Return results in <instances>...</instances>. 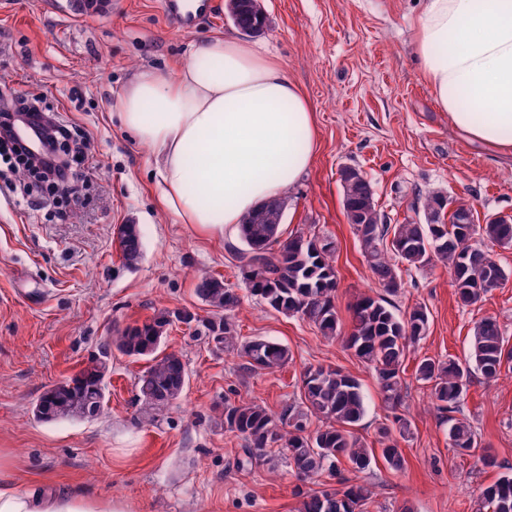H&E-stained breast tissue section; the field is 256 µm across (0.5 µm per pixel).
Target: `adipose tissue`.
I'll use <instances>...</instances> for the list:
<instances>
[{"mask_svg":"<svg viewBox=\"0 0 512 512\" xmlns=\"http://www.w3.org/2000/svg\"><path fill=\"white\" fill-rule=\"evenodd\" d=\"M420 73L468 140L512 153V0H424L414 31ZM123 126L157 163L163 208L216 234L277 198L313 164L311 102L257 43L216 36L175 75L138 70L118 96ZM0 512H131L59 477L20 486L0 450Z\"/></svg>","mask_w":512,"mask_h":512,"instance_id":"adipose-tissue-1","label":"adipose tissue"}]
</instances>
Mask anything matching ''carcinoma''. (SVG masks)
<instances>
[{
    "instance_id": "obj_1",
    "label": "carcinoma",
    "mask_w": 512,
    "mask_h": 512,
    "mask_svg": "<svg viewBox=\"0 0 512 512\" xmlns=\"http://www.w3.org/2000/svg\"><path fill=\"white\" fill-rule=\"evenodd\" d=\"M225 8L235 26L261 32L267 18L259 0H226ZM343 208L347 222L358 238L363 255L376 283L389 295L402 288L397 263L424 267L436 256L448 263L460 302L476 303L490 289L500 285L506 274L484 241L512 246V222L492 218L474 222L471 207L458 204L446 212L448 199L427 194L423 199L425 223L390 225L377 210L371 182L355 167L341 170ZM284 202L276 198L248 213L239 225L238 236L245 246L239 251L241 274L250 295L285 316H297L319 330L322 336L342 335L341 321L333 302L338 288L333 265L335 242L327 237L296 235L280 238ZM122 259L134 267L142 258L139 229L125 224L119 232ZM199 296L213 308L218 319L201 321L198 335L224 345L244 359L251 372H273L288 363L289 350L265 338L241 339L234 314L241 298L224 282L203 278ZM196 320L187 310H164L150 320L126 327L112 339V347L122 355L144 359L148 366L137 383L140 411L154 418L183 392L187 372L182 358L162 347L167 326L175 321ZM429 315L416 304L402 315L390 309L383 297L363 295L351 305L350 331L345 336L348 349L362 362L374 367L383 401L396 408L402 397L404 361L409 348L426 335ZM512 360V349L505 347L497 320L486 317L473 330L471 352L463 362L425 358L416 368V378L427 384L440 413L451 422L450 447L468 452L477 447L475 433L466 421L454 417L473 371L488 381L494 379L505 361ZM109 361L91 359L75 376L45 392L42 408L34 412L40 421L72 417L94 418L103 404H94L104 385ZM365 398L359 381L332 367H310L303 377L301 401L286 402L275 413L253 401H224V428L243 437L242 455L236 467H253L264 460L268 448L278 447L296 475L312 478L327 471L334 474L347 463L353 472L368 470L376 457L399 470L404 457L397 438L405 437L407 422L400 416L398 428L382 426L386 440L376 450L365 445L352 427L365 415ZM321 425L308 430L309 418ZM370 491L363 485L349 484L341 489H323L307 495L300 512H365ZM478 512H512V475H503L481 494Z\"/></svg>"
}]
</instances>
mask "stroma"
Segmentation results:
<instances>
[{
	"label": "stroma",
	"instance_id": "35a3bbf8",
	"mask_svg": "<svg viewBox=\"0 0 512 512\" xmlns=\"http://www.w3.org/2000/svg\"><path fill=\"white\" fill-rule=\"evenodd\" d=\"M259 2L267 17L259 39L307 93L318 133L313 165L283 193L282 232L335 242V304L346 325L351 304L383 290L346 220L341 168L367 175L388 223L422 218V198L434 192L449 205H470L482 224L512 217V154L467 140L439 110L415 58L422 0ZM237 33L224 0H206L187 32L170 25L160 0H103L88 12L74 0H0V88L41 93L85 127L92 135L86 154L97 166L88 204L63 219L60 204L25 194L0 170L10 195L0 202V448L11 451L23 477L61 473L92 495L132 503L133 512H299L304 495L336 487L337 479L299 480L274 452L259 466L237 469L243 441L224 427V401L252 400L276 412L300 399L306 369L332 366L362 385L366 414L356 432L369 447H379L378 428L394 414L408 421L402 469L380 461L363 473L342 472L369 488L366 512H473L481 490L512 473V361L490 382L472 374L460 417L478 449L464 454L450 448L449 424L415 370L425 358L465 360L485 317L496 318L512 347V246L491 244L507 278L470 306L459 301L446 263L400 265L403 287L392 302L403 312L425 305L429 329L407 353L402 405L387 410L373 368L342 339L324 338L248 293L237 235L175 223L161 208L152 154L118 120L116 93L137 69L174 73L209 38ZM125 224L137 225L143 243L133 267L119 247ZM204 277L237 290L238 335L286 346L287 366L243 371L236 354L175 323L165 348L181 356L189 380L155 419L143 418L135 400L145 360L117 353L100 415L35 419L39 397L99 355L117 331L165 309L212 318L197 293ZM483 449L496 466L480 463Z\"/></svg>",
	"mask_w": 512,
	"mask_h": 512
}]
</instances>
